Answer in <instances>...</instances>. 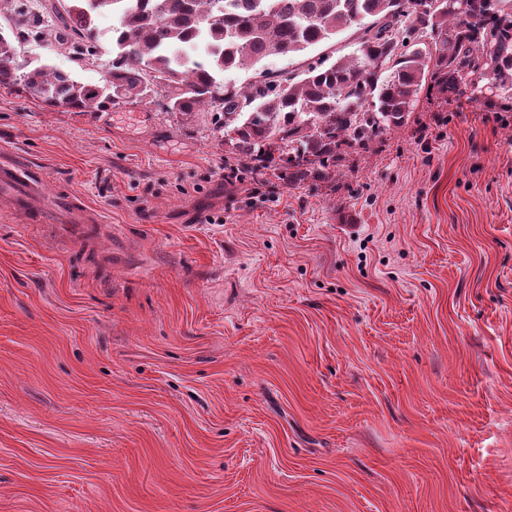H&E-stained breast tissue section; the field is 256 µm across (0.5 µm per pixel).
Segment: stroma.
Wrapping results in <instances>:
<instances>
[{
    "instance_id": "35a3bbf8",
    "label": "stroma",
    "mask_w": 512,
    "mask_h": 512,
    "mask_svg": "<svg viewBox=\"0 0 512 512\" xmlns=\"http://www.w3.org/2000/svg\"><path fill=\"white\" fill-rule=\"evenodd\" d=\"M41 41L22 58L101 83ZM211 116L0 89V512H512V98L423 91L335 190ZM15 185H22L37 194L41 189V178L31 167L14 161L0 163V193L12 194Z\"/></svg>"
}]
</instances>
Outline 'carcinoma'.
<instances>
[{
  "instance_id": "carcinoma-1",
  "label": "carcinoma",
  "mask_w": 512,
  "mask_h": 512,
  "mask_svg": "<svg viewBox=\"0 0 512 512\" xmlns=\"http://www.w3.org/2000/svg\"><path fill=\"white\" fill-rule=\"evenodd\" d=\"M104 11L117 24L102 85L21 61L29 38L95 60L93 19ZM7 22L0 88L86 112L159 97L166 112H208L224 167L240 182L270 173L288 187L334 191L347 156L402 128L425 85L448 99L467 82L512 94V0H468L464 13L435 0H70ZM352 26L362 31L356 51L330 64L322 56L297 75L224 81L227 71L304 53Z\"/></svg>"
}]
</instances>
